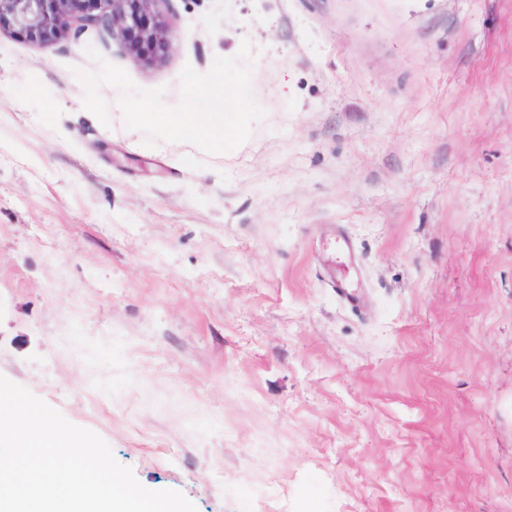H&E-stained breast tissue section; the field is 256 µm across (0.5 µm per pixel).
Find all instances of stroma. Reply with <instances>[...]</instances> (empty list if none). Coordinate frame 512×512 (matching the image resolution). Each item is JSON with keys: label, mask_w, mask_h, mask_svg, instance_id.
I'll return each mask as SVG.
<instances>
[{"label": "stroma", "mask_w": 512, "mask_h": 512, "mask_svg": "<svg viewBox=\"0 0 512 512\" xmlns=\"http://www.w3.org/2000/svg\"><path fill=\"white\" fill-rule=\"evenodd\" d=\"M154 10L155 59L0 33V375L197 512H512V0ZM245 41L233 151L76 100Z\"/></svg>", "instance_id": "35a3bbf8"}]
</instances>
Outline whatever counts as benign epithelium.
I'll list each match as a JSON object with an SVG mask.
<instances>
[{
	"label": "benign epithelium",
	"instance_id": "7a95c632",
	"mask_svg": "<svg viewBox=\"0 0 512 512\" xmlns=\"http://www.w3.org/2000/svg\"><path fill=\"white\" fill-rule=\"evenodd\" d=\"M155 0H0V23L12 32L49 44L74 29L102 26L132 51L147 57L166 54L169 24L153 14Z\"/></svg>",
	"mask_w": 512,
	"mask_h": 512
}]
</instances>
